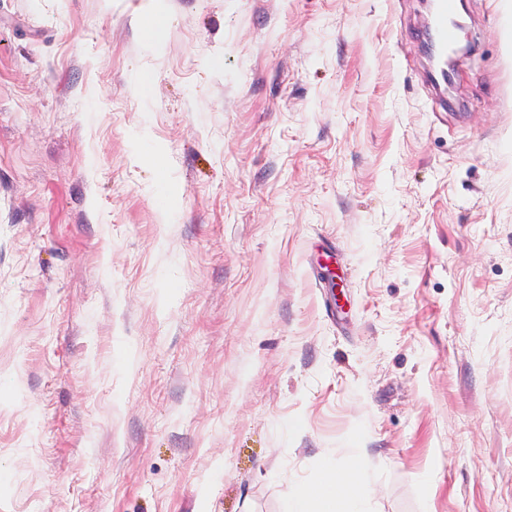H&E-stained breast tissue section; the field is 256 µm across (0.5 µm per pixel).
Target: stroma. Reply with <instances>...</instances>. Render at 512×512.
I'll list each match as a JSON object with an SVG mask.
<instances>
[{"instance_id":"stroma-1","label":"stroma","mask_w":512,"mask_h":512,"mask_svg":"<svg viewBox=\"0 0 512 512\" xmlns=\"http://www.w3.org/2000/svg\"><path fill=\"white\" fill-rule=\"evenodd\" d=\"M466 9L443 110L418 0H0V512H285L327 459L512 512V0Z\"/></svg>"}]
</instances>
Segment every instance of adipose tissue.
<instances>
[{
  "mask_svg": "<svg viewBox=\"0 0 512 512\" xmlns=\"http://www.w3.org/2000/svg\"><path fill=\"white\" fill-rule=\"evenodd\" d=\"M373 491V482L363 468H339L329 461L314 481L289 500L287 512H361Z\"/></svg>",
  "mask_w": 512,
  "mask_h": 512,
  "instance_id": "adipose-tissue-1",
  "label": "adipose tissue"
}]
</instances>
